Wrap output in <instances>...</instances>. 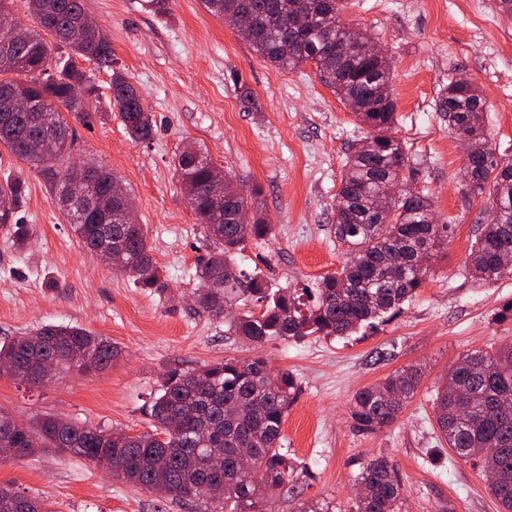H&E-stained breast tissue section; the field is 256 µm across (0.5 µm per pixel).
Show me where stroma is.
<instances>
[{"mask_svg": "<svg viewBox=\"0 0 512 512\" xmlns=\"http://www.w3.org/2000/svg\"><path fill=\"white\" fill-rule=\"evenodd\" d=\"M108 33L112 56L142 95L156 124L150 140L107 116L110 72L87 62L99 113L75 123V145L56 170L91 158L129 189L167 288L137 287L83 247L53 202V177L0 146V183L19 180L26 195L16 226L0 224V344L43 324L80 326L109 338L122 355L95 374L64 372L32 388L0 376V408L24 419L60 415L130 434L150 430L148 408L168 370L260 355L292 373L298 395L283 422L293 478L270 494L268 512L326 502L349 512L357 476L370 460L390 461L404 486L401 512H498L487 479L442 441L432 400L462 353L512 342V277L476 286L467 259L491 213L465 194L464 145L436 110L450 80L479 90L496 159H512V22L497 0H350L344 20L370 34L392 66L399 122L393 134L419 168L437 222L452 224L433 250L428 276L391 321L351 336L276 340L262 347L226 334L223 320L194 302L198 260L212 248L190 211L174 168L195 143L207 158L255 191L266 241L247 240L241 266L274 286L303 288L344 259L332 208L350 142L367 127L322 82L314 64L294 70L260 59L201 0H84ZM251 91L254 107L240 94ZM420 366L417 391L394 423L358 432L351 400L393 371ZM0 484L47 500L53 512H209L204 501L167 498L115 479L85 461L46 451L0 467Z\"/></svg>", "mask_w": 512, "mask_h": 512, "instance_id": "1", "label": "stroma"}]
</instances>
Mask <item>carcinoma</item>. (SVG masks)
I'll use <instances>...</instances> for the list:
<instances>
[{"instance_id":"carcinoma-1","label":"carcinoma","mask_w":512,"mask_h":512,"mask_svg":"<svg viewBox=\"0 0 512 512\" xmlns=\"http://www.w3.org/2000/svg\"><path fill=\"white\" fill-rule=\"evenodd\" d=\"M38 29L17 27L0 33V97L26 98L31 109L18 112L0 126V145L16 157L57 175L54 158L28 148V141L46 135L59 138L60 153L74 143L75 131L63 112L81 122L88 118L96 88L79 66L91 61L112 71L110 103L128 136L151 139L153 117L121 68L112 67V44L96 37L98 24L85 15L83 0H25ZM349 0H202L206 11L248 31L246 39L263 61L296 69L316 65L320 79L370 128L348 145L336 193L334 234L345 259L334 273L297 293L273 288L258 274L240 269L238 254L247 239H265L272 225L257 217L237 224L226 208L249 209L238 184L224 176L213 186L214 165L194 145L175 163L197 223L215 248L195 266L202 284L196 302L216 318L224 304L256 302L259 315L246 308L224 322L227 332L256 345L307 336H348L356 330L393 318L416 295L426 268L416 261L445 241L449 224L434 223L433 203L424 190L408 188L377 209V197L388 186L418 169L408 166L401 142L392 135L396 102L389 91L391 75L373 38L345 22ZM306 13L305 29L292 28L288 18ZM70 48V59L50 72L51 48L44 34ZM353 42L345 54L339 46ZM448 127L464 139L466 191L485 198L493 220L480 225L469 253L468 270L480 284L512 276L502 258L512 254V162H496L485 127L483 102L471 84L454 80L436 103ZM119 179L94 160L67 167L57 183L56 203L88 253H112V270L133 278L145 290L164 287L144 224H119L118 212L133 209L126 190L112 192ZM23 184H0V224L17 223ZM122 355L106 337L77 326L44 324L0 346V373L38 386L40 365L77 366L90 374L110 367ZM421 369L409 366L387 376L382 384L361 389L352 400L351 418L358 430L374 433L392 424L419 386ZM297 386L293 376L274 371L268 361L227 358L192 370L174 368L151 400L153 430L140 434L45 415L27 422L0 410V449L24 448L25 456L49 448L83 459L112 477L172 498H189L205 486L210 512H266L268 491L288 481L294 466L283 452L282 422ZM512 344L460 356L445 383L436 390L433 410L448 448L461 459L493 473L488 482L499 512H512ZM183 418L172 433L168 422ZM224 449V467L209 463V449ZM251 450L254 463L243 466L239 449ZM363 493L350 512H400L402 483L384 458L371 460L357 478ZM0 512H52L44 500L0 484Z\"/></svg>"}]
</instances>
